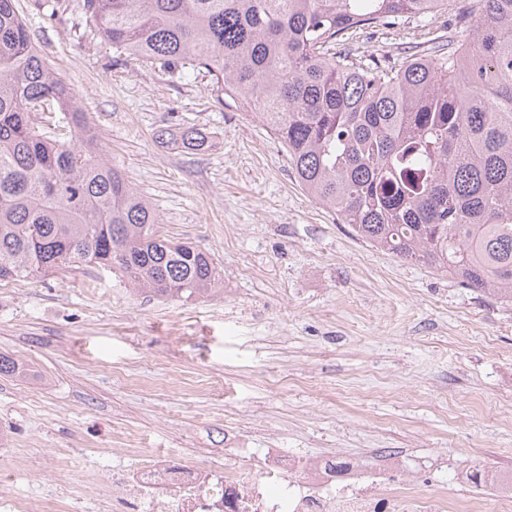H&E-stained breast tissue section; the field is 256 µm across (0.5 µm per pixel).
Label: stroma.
Wrapping results in <instances>:
<instances>
[{"mask_svg":"<svg viewBox=\"0 0 512 512\" xmlns=\"http://www.w3.org/2000/svg\"><path fill=\"white\" fill-rule=\"evenodd\" d=\"M82 0H17L41 54L73 88L112 167L146 197L169 238L206 252L209 294L134 289L119 271L80 267L0 285V483L25 495L29 447L82 467L133 466L169 451L204 462L243 435L253 455L336 449L400 456L423 487L469 495L475 463L512 466V304L402 260L352 233L299 186L279 140L225 99L205 70L176 75L101 43ZM450 15L375 30L352 54L400 61L414 34ZM193 127L208 150L182 151ZM452 455L455 473L438 471Z\"/></svg>","mask_w":512,"mask_h":512,"instance_id":"stroma-1","label":"stroma"}]
</instances>
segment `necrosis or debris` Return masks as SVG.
I'll use <instances>...</instances> for the list:
<instances>
[{
    "mask_svg": "<svg viewBox=\"0 0 512 512\" xmlns=\"http://www.w3.org/2000/svg\"><path fill=\"white\" fill-rule=\"evenodd\" d=\"M235 464H190L155 452L134 470L90 480L95 512H512V473L491 471L478 497L449 502L445 488L422 489L395 456L374 467L339 456L315 459L272 448L259 459L235 449ZM64 458L46 453L30 471L35 491L0 490V512H80L62 493Z\"/></svg>",
    "mask_w": 512,
    "mask_h": 512,
    "instance_id": "necrosis-or-debris-1",
    "label": "necrosis or debris"
}]
</instances>
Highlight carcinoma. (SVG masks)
<instances>
[{
  "label": "carcinoma",
  "mask_w": 512,
  "mask_h": 512,
  "mask_svg": "<svg viewBox=\"0 0 512 512\" xmlns=\"http://www.w3.org/2000/svg\"><path fill=\"white\" fill-rule=\"evenodd\" d=\"M0 0V282L95 264L138 288L213 291L209 256L161 233ZM456 0H83L102 42L166 71L206 70L286 149L300 187L355 235L512 302V0H468L465 38L427 40L399 63L341 46ZM57 105L74 143L35 119ZM195 128L177 146L204 148Z\"/></svg>",
  "instance_id": "carcinoma-1"
}]
</instances>
